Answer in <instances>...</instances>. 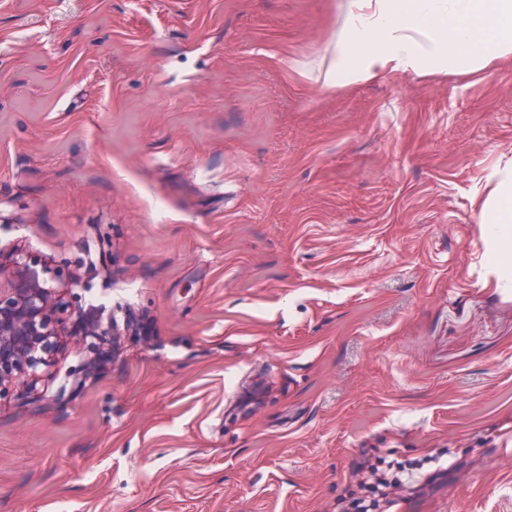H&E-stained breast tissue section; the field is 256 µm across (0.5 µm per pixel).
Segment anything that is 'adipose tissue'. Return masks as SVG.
Listing matches in <instances>:
<instances>
[{"label":"adipose tissue","instance_id":"1","mask_svg":"<svg viewBox=\"0 0 512 512\" xmlns=\"http://www.w3.org/2000/svg\"><path fill=\"white\" fill-rule=\"evenodd\" d=\"M339 27L316 78L344 87L387 75L480 73L512 56V0H337ZM512 253V171L485 217Z\"/></svg>","mask_w":512,"mask_h":512}]
</instances>
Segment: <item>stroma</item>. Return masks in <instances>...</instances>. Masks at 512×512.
<instances>
[{
  "instance_id": "obj_1",
  "label": "stroma",
  "mask_w": 512,
  "mask_h": 512,
  "mask_svg": "<svg viewBox=\"0 0 512 512\" xmlns=\"http://www.w3.org/2000/svg\"><path fill=\"white\" fill-rule=\"evenodd\" d=\"M336 0H0V246L119 331L0 401V512H512V62L330 89ZM497 195L489 208L484 224H494L499 244L505 252L512 254V171L497 175Z\"/></svg>"
}]
</instances>
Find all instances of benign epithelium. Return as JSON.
I'll return each mask as SVG.
<instances>
[{"label": "benign epithelium", "mask_w": 512, "mask_h": 512, "mask_svg": "<svg viewBox=\"0 0 512 512\" xmlns=\"http://www.w3.org/2000/svg\"><path fill=\"white\" fill-rule=\"evenodd\" d=\"M64 271L27 251L0 257V398L15 384L32 380L37 392L42 369L51 366L59 338L71 337L78 349L89 337L104 343L117 335L112 322L90 321L72 297L48 286Z\"/></svg>", "instance_id": "1"}]
</instances>
